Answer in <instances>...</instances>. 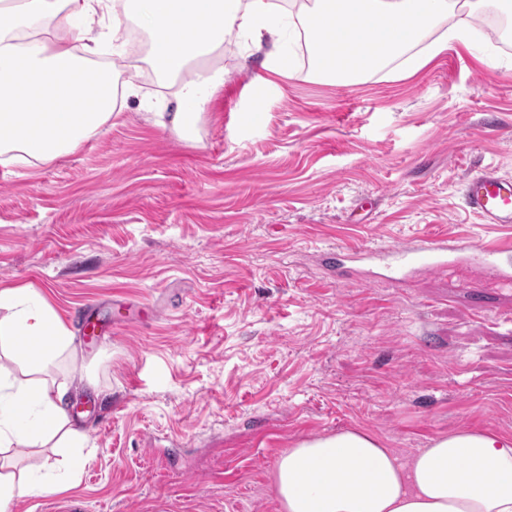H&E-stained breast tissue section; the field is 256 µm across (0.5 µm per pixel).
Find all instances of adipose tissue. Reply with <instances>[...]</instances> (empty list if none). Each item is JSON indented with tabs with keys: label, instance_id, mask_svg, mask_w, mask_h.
Returning a JSON list of instances; mask_svg holds the SVG:
<instances>
[{
	"label": "adipose tissue",
	"instance_id": "ef3b65f1",
	"mask_svg": "<svg viewBox=\"0 0 512 512\" xmlns=\"http://www.w3.org/2000/svg\"><path fill=\"white\" fill-rule=\"evenodd\" d=\"M478 0H301L280 14L274 0H0V165L47 164L77 150L135 95L118 83L123 32H147L148 63L173 90L170 123L191 136L223 84L211 58L227 33L281 53L306 38L317 76L351 84L405 59L415 70L465 30L447 19ZM112 27V58L97 61L94 22ZM77 348L46 297L0 289V454L67 448L69 467L86 438L69 412L71 379L58 369ZM281 512H512V436L457 430L400 459L374 433L311 436L283 452L274 470ZM0 463V512L64 489Z\"/></svg>",
	"mask_w": 512,
	"mask_h": 512
}]
</instances>
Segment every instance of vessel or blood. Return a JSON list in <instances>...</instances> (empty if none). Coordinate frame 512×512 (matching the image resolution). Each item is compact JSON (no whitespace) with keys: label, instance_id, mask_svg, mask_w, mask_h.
I'll return each mask as SVG.
<instances>
[{"label":"vessel or blood","instance_id":"b4317fda","mask_svg":"<svg viewBox=\"0 0 512 512\" xmlns=\"http://www.w3.org/2000/svg\"><path fill=\"white\" fill-rule=\"evenodd\" d=\"M464 196L467 207L483 223L512 227V180L485 169L470 177ZM500 255V248L470 239L425 234L388 248L339 249L331 252L329 263L339 273L360 264L368 276L388 277L399 283L421 271L454 273L474 266L484 282L512 288V265L502 261Z\"/></svg>","mask_w":512,"mask_h":512}]
</instances>
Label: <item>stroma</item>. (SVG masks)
I'll return each instance as SVG.
<instances>
[{
  "instance_id": "1",
  "label": "stroma",
  "mask_w": 512,
  "mask_h": 512,
  "mask_svg": "<svg viewBox=\"0 0 512 512\" xmlns=\"http://www.w3.org/2000/svg\"><path fill=\"white\" fill-rule=\"evenodd\" d=\"M463 22L410 76L350 86L292 44L260 91L265 52L225 49L193 142L160 125L172 97L142 46L120 118L0 166V287L112 324L71 365L90 409L75 482L14 512H281L274 468L299 439L362 428L405 457L463 428L512 435V289L322 264L424 233L512 241L463 196L483 169L512 178V47Z\"/></svg>"
}]
</instances>
